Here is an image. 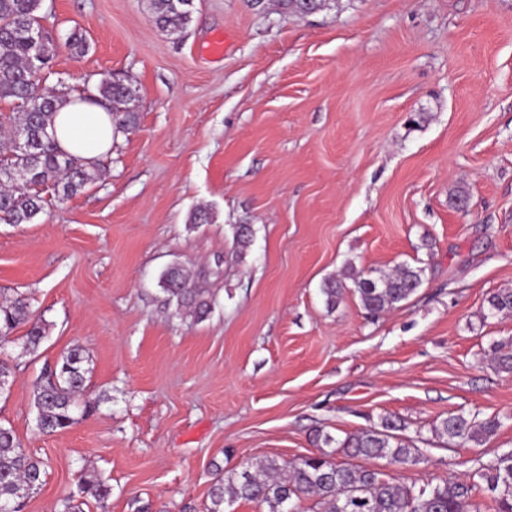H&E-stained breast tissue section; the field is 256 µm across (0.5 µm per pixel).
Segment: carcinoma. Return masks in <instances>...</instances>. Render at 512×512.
<instances>
[{
  "instance_id": "1",
  "label": "carcinoma",
  "mask_w": 512,
  "mask_h": 512,
  "mask_svg": "<svg viewBox=\"0 0 512 512\" xmlns=\"http://www.w3.org/2000/svg\"><path fill=\"white\" fill-rule=\"evenodd\" d=\"M184 0H150L153 22L166 31L183 28L193 8ZM326 0H277L285 15H303L321 9ZM42 0H0V101L15 105L0 113V223L33 224L45 211L37 187L52 189L65 201L96 179L97 168L88 169L82 160L59 149L48 127L66 93L52 95L39 88L38 72L49 67L54 48L38 56L30 33L41 29ZM83 99L95 101L112 112V120L125 133L136 129L138 112L132 84L111 76L102 78L94 90H82ZM424 269L403 264L393 274L376 277L352 272L353 292L362 307L373 315L398 307L423 283ZM163 291L176 301V312H191L203 318L210 309L205 291L196 287L191 274L180 267L168 268L161 277ZM344 285L324 281L326 304L335 308ZM492 314L512 313V290L488 298ZM29 319L26 298L0 301V341ZM83 350L74 348L62 355L53 370L37 383L33 404L37 426L50 433L75 423L74 411L83 393L88 370L83 367ZM495 368L512 373V341L495 346ZM500 426L497 416L450 414L435 427L448 445H478ZM401 426L388 416L377 427L350 433L338 442V450L353 458L387 459L392 464L416 466L425 461L420 449L397 434ZM464 476H452L432 485L416 486L385 477L369 467L335 461L333 453L320 448L294 463L266 457L239 472L217 478L210 491L206 512H224V504L237 500L256 502L266 512H289L304 497L314 498L323 512H482L477 492H487L496 512H512V451L486 461ZM44 462L21 448L13 430L0 425V504L12 505L23 494L27 499L43 485ZM80 492L96 499L108 496L103 484L82 478Z\"/></svg>"
}]
</instances>
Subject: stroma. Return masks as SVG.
<instances>
[{
	"label": "stroma",
	"mask_w": 512,
	"mask_h": 512,
	"mask_svg": "<svg viewBox=\"0 0 512 512\" xmlns=\"http://www.w3.org/2000/svg\"><path fill=\"white\" fill-rule=\"evenodd\" d=\"M149 4L44 2L59 41L39 85L124 78L140 125L82 193L44 190L38 223H0V297H25L44 329L33 354L27 325L0 342L14 367L0 424L47 468L23 512L70 496L82 512H206L218 475L386 414L425 457L370 461L401 482L512 450V374L491 362L512 315L487 303L512 290V0H326L306 16L195 0L176 34ZM75 30L80 58L64 44ZM200 206L214 220L191 226ZM404 262L425 275L399 307L373 316L350 293L327 307L325 278ZM175 265L209 297L205 318L163 292ZM75 347L94 410L40 432L34 386ZM451 412L500 425L450 447L434 428ZM87 475L107 498L80 494Z\"/></svg>",
	"instance_id": "obj_1"
}]
</instances>
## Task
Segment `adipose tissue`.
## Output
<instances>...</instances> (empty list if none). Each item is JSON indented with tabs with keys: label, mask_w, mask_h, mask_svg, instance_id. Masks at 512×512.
<instances>
[{
	"label": "adipose tissue",
	"mask_w": 512,
	"mask_h": 512,
	"mask_svg": "<svg viewBox=\"0 0 512 512\" xmlns=\"http://www.w3.org/2000/svg\"><path fill=\"white\" fill-rule=\"evenodd\" d=\"M51 133L62 150L92 163L111 151L115 124L105 109L71 94L56 112Z\"/></svg>",
	"instance_id": "1"
}]
</instances>
